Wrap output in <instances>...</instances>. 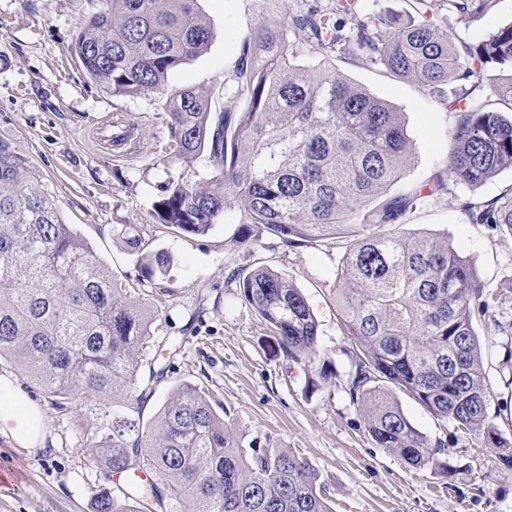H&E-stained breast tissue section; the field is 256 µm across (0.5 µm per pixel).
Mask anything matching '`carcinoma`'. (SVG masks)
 Returning <instances> with one entry per match:
<instances>
[{
    "instance_id": "obj_1",
    "label": "carcinoma",
    "mask_w": 512,
    "mask_h": 512,
    "mask_svg": "<svg viewBox=\"0 0 512 512\" xmlns=\"http://www.w3.org/2000/svg\"><path fill=\"white\" fill-rule=\"evenodd\" d=\"M197 2L102 0L71 45L112 95L164 100L176 158L188 163L209 152L212 177L163 186L153 203L159 223L204 236L234 213L249 251L260 242L256 228L292 247L347 235L336 295L358 351L348 392L369 436L414 469L436 463L445 443L411 423L404 395L496 440L473 327L476 313L496 323L492 305L448 236L415 237L402 227L423 202L512 167V119L491 110L485 95L488 87L512 109V77L499 75L512 68V23L458 46L428 18L446 6L475 24L498 0H411L421 20L404 22L366 12L359 0L303 3L244 37L217 112L211 92L169 86V75L213 38ZM331 58L379 65L444 99L455 115L445 174L391 192L411 159L402 113L328 70ZM465 208L475 224L512 231V197ZM112 235L140 254L147 278L167 262L162 252H141L135 224H114ZM239 290L288 358H316L318 320L292 279L259 267ZM154 318L64 222L24 158L0 142V357L24 368L59 411L99 410L81 452L105 458L104 480L150 473L118 495L94 490V512H157L166 499L178 512H332L302 457L291 448L239 447L194 384L175 389L141 424L152 385L170 370L157 359L141 374L139 350Z\"/></svg>"
}]
</instances>
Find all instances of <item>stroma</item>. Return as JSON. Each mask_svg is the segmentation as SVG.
Masks as SVG:
<instances>
[{
    "label": "stroma",
    "instance_id": "35a3bbf8",
    "mask_svg": "<svg viewBox=\"0 0 512 512\" xmlns=\"http://www.w3.org/2000/svg\"><path fill=\"white\" fill-rule=\"evenodd\" d=\"M294 0H198L213 30L207 50L170 76L176 87L212 90L213 107L242 53V40L260 21L287 14ZM101 0H0V142L21 154L114 278L133 289L156 319L141 354L150 364L165 340H180L171 371L145 411L152 417L183 383L208 391L214 409L244 448H291L327 488L332 512H512V234L470 220L463 205L512 196V168L476 189L453 187L419 206L407 232L447 234L476 267L496 323L476 322L490 386L489 420L503 445L485 434L437 420L410 399L402 408L428 438L446 440L435 465L413 469L379 448L347 388L356 347L336 312V268L343 239L289 247L271 234L246 250L234 218L203 237L158 228L152 203L170 182L198 184L213 164L208 154L185 163L161 153L168 118L155 95L115 96L100 88L71 51L80 23ZM439 26L476 42L512 22V0H498L477 25L444 10ZM332 70L402 112L412 142L408 182H424L448 166L453 117L415 82L374 65L333 59ZM137 224L144 249L162 251L167 265L143 279L137 253L112 234ZM267 266L292 278L319 321L315 362L296 363L279 350L266 322L240 295L233 273ZM333 376L321 380V366ZM0 375L17 381L41 411L46 443L20 448L0 436V512H92L91 491L103 482L99 462L81 447L94 431L95 408L55 409L30 375L0 359Z\"/></svg>",
    "mask_w": 512,
    "mask_h": 512
}]
</instances>
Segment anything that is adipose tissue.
I'll use <instances>...</instances> for the list:
<instances>
[{
  "label": "adipose tissue",
  "mask_w": 512,
  "mask_h": 512,
  "mask_svg": "<svg viewBox=\"0 0 512 512\" xmlns=\"http://www.w3.org/2000/svg\"><path fill=\"white\" fill-rule=\"evenodd\" d=\"M0 435L24 448L45 443L39 411L26 393L6 376H0Z\"/></svg>",
  "instance_id": "adipose-tissue-1"
}]
</instances>
